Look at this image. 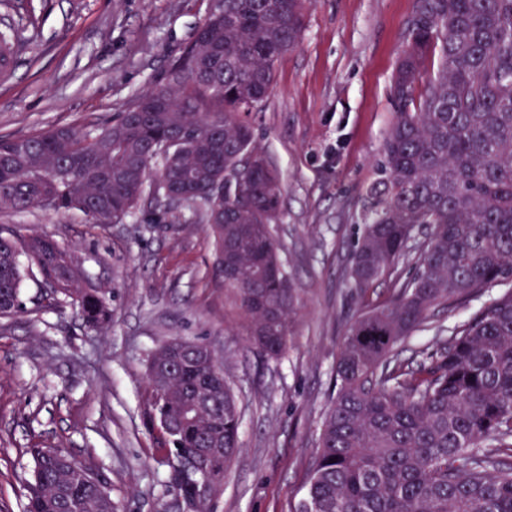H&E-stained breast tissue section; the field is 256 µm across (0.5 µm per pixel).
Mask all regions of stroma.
<instances>
[{
    "label": "stroma",
    "mask_w": 512,
    "mask_h": 512,
    "mask_svg": "<svg viewBox=\"0 0 512 512\" xmlns=\"http://www.w3.org/2000/svg\"><path fill=\"white\" fill-rule=\"evenodd\" d=\"M211 0H14L0 30L20 26L0 81V136L91 126L121 111L192 40ZM416 0H309L297 45L275 63L269 95L241 113L280 175L273 234L297 288L287 352L249 347L215 267L206 208L159 217L142 207L116 224L81 212L0 210V227L46 236L71 253L84 284L105 289L112 324L85 329L71 300L0 320V512H24L31 447L60 448L104 480L115 512H165L164 455L147 423L146 372L173 339L207 343L242 411L241 450L214 512H295L330 405L339 339L360 309L345 273L365 188L394 117L391 79ZM30 26H22L25 18ZM487 302L439 312L405 355L447 337Z\"/></svg>",
    "instance_id": "1"
}]
</instances>
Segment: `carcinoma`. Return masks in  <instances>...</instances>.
Instances as JSON below:
<instances>
[{"instance_id":"carcinoma-1","label":"carcinoma","mask_w":512,"mask_h":512,"mask_svg":"<svg viewBox=\"0 0 512 512\" xmlns=\"http://www.w3.org/2000/svg\"><path fill=\"white\" fill-rule=\"evenodd\" d=\"M274 5L275 17L267 0H224V14H208L160 80L94 128L0 138V208L78 210L110 224L147 201L166 212L204 203L224 287L247 340L270 359L288 349L298 298L271 228L280 178L270 165L245 169L263 151L239 113L268 95L275 61L303 29L307 0ZM391 97L394 120L346 271L351 295L386 279L390 293L341 336L296 512H512V0H417ZM35 270L48 305L70 298L87 329L110 325L105 293L79 287L70 255L47 237L0 236L1 319L23 310L22 283ZM487 288L504 292L436 348L401 357L436 311ZM175 346L150 358L148 420L167 419L171 430L155 427L165 491L190 503L176 463L196 458L220 492L241 414L215 352ZM204 383L212 404L189 421L185 406ZM29 452L24 512H113L103 480L66 451Z\"/></svg>"}]
</instances>
